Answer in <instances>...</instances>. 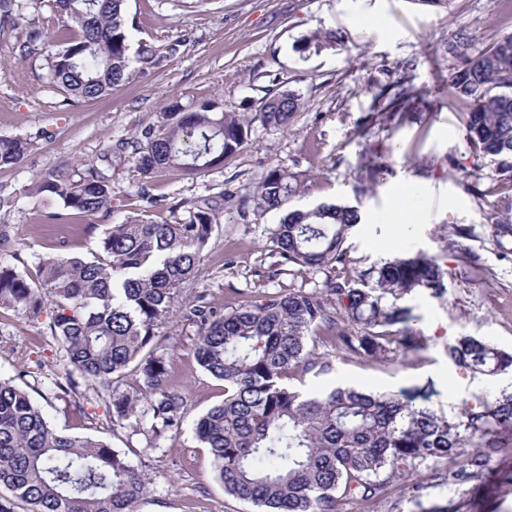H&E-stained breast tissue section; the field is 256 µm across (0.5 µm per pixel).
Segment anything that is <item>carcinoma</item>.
<instances>
[{"instance_id":"1","label":"carcinoma","mask_w":512,"mask_h":512,"mask_svg":"<svg viewBox=\"0 0 512 512\" xmlns=\"http://www.w3.org/2000/svg\"><path fill=\"white\" fill-rule=\"evenodd\" d=\"M72 36L51 44L49 70L67 95L94 100L129 77L131 55L125 0H54ZM456 67L449 73L455 97L467 104L465 127L478 156L495 164L496 180L512 185V34L485 49L457 37ZM302 107L284 91L251 115L217 113L213 102L185 112L172 101L164 121L141 134L133 147L142 175L176 168L197 178L232 158L255 123L286 129ZM25 142L0 137V166L23 160ZM298 188L288 169L274 166L256 185L251 201L282 217L271 236L280 275H325L322 285L264 291L226 311L209 302L188 304L196 324L197 364L224 382V401L203 414L195 436L210 449L224 492L261 512H341L345 502L367 508L388 487L421 468L455 461L460 448L478 451L450 472L464 485L479 478L499 451L496 428L512 424V391L477 397L461 415L449 417L407 396L353 386L303 393L289 384L300 373L328 374L338 352L392 362L426 347L413 324L409 298L421 292L442 299L452 272L423 253L398 256L354 274L345 243L362 221L359 206L322 202L287 209ZM28 192L46 195L86 216L112 209V184L94 166L65 163L37 176ZM172 223L129 218L110 224L92 260L41 258L37 280L0 265V310L30 321L47 318L68 369L52 380L62 396L83 385L104 391L112 422L145 436L147 447L182 425L185 397L171 386L169 362L157 353L167 319L184 286L199 277L201 254L224 193L180 200ZM498 244L512 239V196L501 201L491 225ZM458 259L464 275L477 278L463 241L473 228L456 224ZM448 359L466 373L495 377L512 369V353L476 336L448 344ZM139 389L122 388L129 368ZM0 512H136L149 492L143 471L109 443L57 432L29 394L0 379Z\"/></svg>"}]
</instances>
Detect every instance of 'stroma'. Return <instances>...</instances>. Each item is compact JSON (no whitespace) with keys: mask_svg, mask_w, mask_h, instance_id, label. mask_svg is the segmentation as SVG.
Instances as JSON below:
<instances>
[{"mask_svg":"<svg viewBox=\"0 0 512 512\" xmlns=\"http://www.w3.org/2000/svg\"><path fill=\"white\" fill-rule=\"evenodd\" d=\"M129 43L154 46L157 63L132 61L129 79L95 101L69 97L53 82L42 45L23 50L26 33L56 34L50 0H23L19 25H0V136L26 143L22 163L0 167V264L35 276L39 259H93L107 225L131 216L171 223V202L214 193L230 195L201 254L199 280L185 285L183 302L197 297L235 306L256 292L288 285L314 287L323 274L268 280L275 257L271 233L280 215L249 203L255 185L274 166L297 175L292 208L323 201L359 205L362 222L348 238L350 265L364 269L404 253L423 252L455 268L452 227H473L471 249L485 273L453 277L437 300L418 294L410 303L426 349L392 364L332 353L331 373L305 375L306 391L337 384L416 395L447 415L474 397L512 387V372L489 378L458 371L446 347L457 337L485 338L512 351V253L491 236L502 194L494 165L478 158L466 136L465 104L452 93L448 52L455 34L477 47L512 34V0H127ZM334 30L342 46L300 51L303 38ZM403 83L423 105L407 117L374 98L377 85ZM291 91L303 107L287 131L254 124L248 142L224 165L190 179L176 170L143 176L132 142L159 124L170 101L191 110L205 102L226 112H258L266 98ZM91 163L112 177V211L87 217L27 194L34 174L62 162ZM148 184L150 207L136 192ZM408 189V209L395 222L396 193ZM56 219L45 222L46 213ZM163 351L171 382L186 396L177 434L147 448L143 435L114 425L105 395L84 389L73 399L49 395L48 378L63 373L55 339L45 324L0 310V377L19 382L59 432L97 437L122 449L146 474L150 491L138 512H259L224 493L209 449L197 440L198 418L224 399V384L204 372L193 352L195 324L182 310L166 322ZM507 449L493 456L486 477L452 484L445 469L420 471V498L393 487L369 512H512V425L498 427Z\"/></svg>","mask_w":512,"mask_h":512,"instance_id":"obj_1","label":"stroma"}]
</instances>
